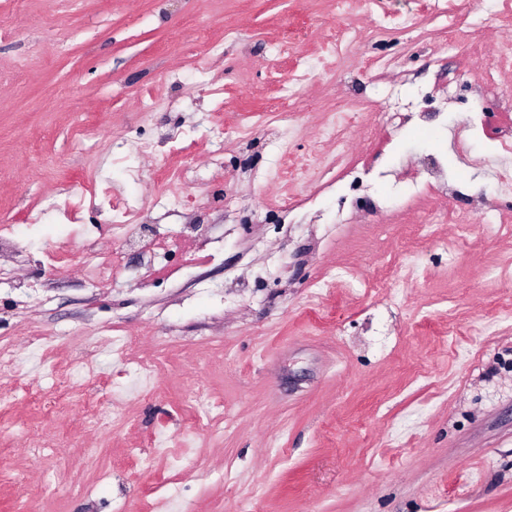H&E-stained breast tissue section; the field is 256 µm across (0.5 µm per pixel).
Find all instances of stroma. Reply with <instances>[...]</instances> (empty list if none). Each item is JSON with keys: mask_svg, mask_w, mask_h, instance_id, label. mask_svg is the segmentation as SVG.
I'll return each instance as SVG.
<instances>
[{"mask_svg": "<svg viewBox=\"0 0 512 512\" xmlns=\"http://www.w3.org/2000/svg\"><path fill=\"white\" fill-rule=\"evenodd\" d=\"M457 5L489 20L452 51L423 0H0V225L19 251L0 339L24 344L34 324L59 339L55 372L86 356L125 393L110 429L85 428L0 381V442L65 436L39 465L0 456V512H512V234L476 227L461 244L448 211L468 199L420 202L402 181L421 153L512 211L445 132L512 37V0ZM382 9L410 29L373 32ZM338 26L356 48L331 46ZM302 53L326 61L299 91L321 109L284 113ZM445 86L457 104L431 139L392 131V91L421 109ZM338 109L378 116L371 141L351 140L363 189L332 171L289 185L284 158L306 156ZM178 175L180 206L162 186ZM78 181L85 195H69ZM102 181L185 244L153 267L115 242L122 273L93 288L42 251L111 224ZM426 211L421 276L397 287ZM336 268L371 288L341 279L313 301ZM146 367L153 393H126ZM201 397L223 419L196 414Z\"/></svg>", "mask_w": 512, "mask_h": 512, "instance_id": "35a3bbf8", "label": "stroma"}]
</instances>
